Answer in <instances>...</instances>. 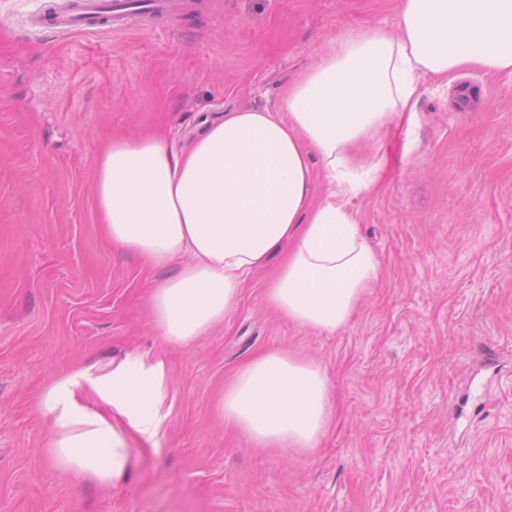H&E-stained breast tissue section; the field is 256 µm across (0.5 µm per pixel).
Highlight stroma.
Masks as SVG:
<instances>
[{
  "instance_id": "obj_1",
  "label": "stroma",
  "mask_w": 512,
  "mask_h": 512,
  "mask_svg": "<svg viewBox=\"0 0 512 512\" xmlns=\"http://www.w3.org/2000/svg\"><path fill=\"white\" fill-rule=\"evenodd\" d=\"M41 0H0V512H512V72L426 77L411 121L359 159L376 184L334 192L381 257L346 325L299 327L252 273L223 325L186 348L152 327L151 268L103 234L94 173L112 135L200 113L276 109L332 40L397 28L398 0H182L176 20L34 30ZM472 87L473 109L453 90ZM327 372L335 419L314 453L248 447L217 409L252 353ZM168 366L157 442L129 434L127 483L61 475L44 452L47 381L136 353Z\"/></svg>"
}]
</instances>
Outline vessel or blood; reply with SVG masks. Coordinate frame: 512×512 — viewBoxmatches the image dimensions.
<instances>
[{"instance_id":"1","label":"vessel or blood","mask_w":512,"mask_h":512,"mask_svg":"<svg viewBox=\"0 0 512 512\" xmlns=\"http://www.w3.org/2000/svg\"><path fill=\"white\" fill-rule=\"evenodd\" d=\"M170 8L169 0H147L142 6L137 0H76L75 8L67 13L53 4L43 6L31 16L30 24L54 33L87 32L121 24L126 13L136 9L154 17L168 14Z\"/></svg>"}]
</instances>
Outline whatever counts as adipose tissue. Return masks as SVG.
<instances>
[{"label": "adipose tissue", "mask_w": 512, "mask_h": 512, "mask_svg": "<svg viewBox=\"0 0 512 512\" xmlns=\"http://www.w3.org/2000/svg\"><path fill=\"white\" fill-rule=\"evenodd\" d=\"M399 32L350 31L286 89L278 111L247 108L204 120L186 146L153 132L116 136L99 154L94 204L113 243L176 272L150 290L152 323L174 347L234 311L251 273L276 263L268 303L300 327L333 333L376 281L381 261L336 201L317 200L313 169L350 192L378 162L352 147L411 111L428 76L512 70V0H399ZM167 366L130 354L52 378L40 402L45 454L60 474L127 482L128 432L156 440L169 416ZM90 390L99 408L80 401ZM220 411L248 445L311 453L332 421L317 363L271 349L244 362Z\"/></svg>", "instance_id": "ef3b65f1"}]
</instances>
